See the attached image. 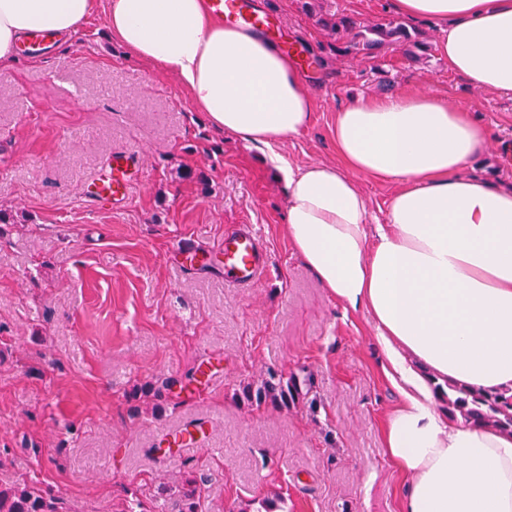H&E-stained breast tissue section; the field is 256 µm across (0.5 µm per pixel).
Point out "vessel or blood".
Here are the masks:
<instances>
[{"label":"vessel or blood","mask_w":512,"mask_h":512,"mask_svg":"<svg viewBox=\"0 0 512 512\" xmlns=\"http://www.w3.org/2000/svg\"><path fill=\"white\" fill-rule=\"evenodd\" d=\"M207 10L217 21L249 29L264 36H272L270 16L255 9L251 0H207ZM131 156H113L109 171L99 178L95 190L96 200L113 205L127 203L131 196L132 177L128 167ZM224 268V281L235 287H245L256 280L268 264L267 251L249 225L225 232L216 247Z\"/></svg>","instance_id":"b4317fda"}]
</instances>
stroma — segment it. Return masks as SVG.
Returning a JSON list of instances; mask_svg holds the SVG:
<instances>
[{
  "label": "stroma",
  "mask_w": 512,
  "mask_h": 512,
  "mask_svg": "<svg viewBox=\"0 0 512 512\" xmlns=\"http://www.w3.org/2000/svg\"><path fill=\"white\" fill-rule=\"evenodd\" d=\"M307 0H253L277 15L307 63L314 112L284 140L293 164H335L337 110L356 97L430 92L466 102L494 141L474 163L512 185V95L470 86L435 47L436 28L407 22L430 51L373 60L330 51ZM315 10L386 21L387 0H308ZM143 168L125 207L84 193L113 153ZM0 483L27 475L79 512H120L194 466L213 475L201 512H401L406 481L384 430L400 398L367 312L344 310L297 257L285 201L261 150L209 124L170 74L129 57L104 12L46 58L0 75ZM252 225L268 252L251 285L218 262L186 268L180 237L209 252ZM310 379L287 408L241 402L268 371ZM198 380L183 405L139 389L156 377ZM204 423L203 446L167 450V432Z\"/></svg>",
  "instance_id": "stroma-1"
}]
</instances>
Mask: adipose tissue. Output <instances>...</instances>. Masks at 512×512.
Wrapping results in <instances>:
<instances>
[{"instance_id": "1", "label": "adipose tissue", "mask_w": 512, "mask_h": 512, "mask_svg": "<svg viewBox=\"0 0 512 512\" xmlns=\"http://www.w3.org/2000/svg\"><path fill=\"white\" fill-rule=\"evenodd\" d=\"M97 0H0V73L33 30L68 39ZM436 23L448 67L512 95V0H389ZM106 26L130 55L175 75L216 128L262 149L282 180L284 230L328 293L371 314L401 396L385 428L408 479L402 512H512V434L436 407L435 385L512 388V188L472 169L493 136L447 98L394 92L336 113L340 165L278 152L313 111L307 73L257 32L215 22L205 0H107ZM393 182L371 225L356 180Z\"/></svg>"}]
</instances>
